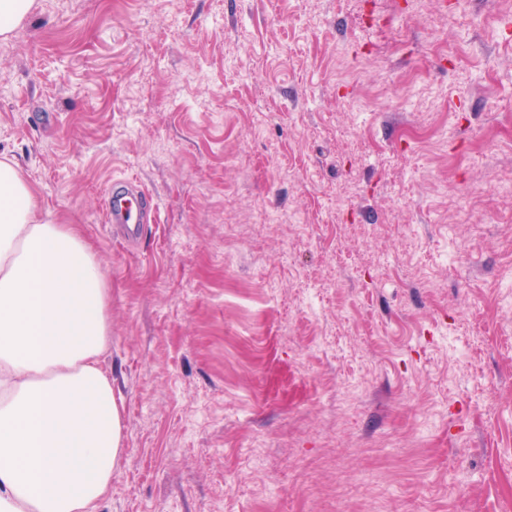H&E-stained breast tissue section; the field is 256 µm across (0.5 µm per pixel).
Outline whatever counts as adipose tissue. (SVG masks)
<instances>
[{"mask_svg": "<svg viewBox=\"0 0 512 512\" xmlns=\"http://www.w3.org/2000/svg\"><path fill=\"white\" fill-rule=\"evenodd\" d=\"M0 161V512H97L124 453V404L101 364L111 288L71 224L34 221Z\"/></svg>", "mask_w": 512, "mask_h": 512, "instance_id": "1", "label": "adipose tissue"}]
</instances>
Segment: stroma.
Instances as JSON below:
<instances>
[{
	"instance_id": "1",
	"label": "stroma",
	"mask_w": 512,
	"mask_h": 512,
	"mask_svg": "<svg viewBox=\"0 0 512 512\" xmlns=\"http://www.w3.org/2000/svg\"><path fill=\"white\" fill-rule=\"evenodd\" d=\"M5 157L112 288L99 512H512V0H34ZM106 208L110 224H116L133 241L139 237L142 225L148 224L153 205L142 188L125 181L113 184L106 193Z\"/></svg>"
}]
</instances>
